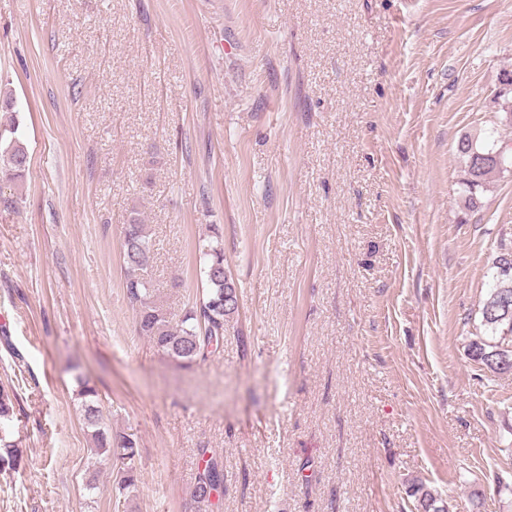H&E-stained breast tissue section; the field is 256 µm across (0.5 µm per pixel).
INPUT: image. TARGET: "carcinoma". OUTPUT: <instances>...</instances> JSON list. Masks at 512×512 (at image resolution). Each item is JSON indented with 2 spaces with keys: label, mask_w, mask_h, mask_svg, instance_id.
<instances>
[{
  "label": "carcinoma",
  "mask_w": 512,
  "mask_h": 512,
  "mask_svg": "<svg viewBox=\"0 0 512 512\" xmlns=\"http://www.w3.org/2000/svg\"><path fill=\"white\" fill-rule=\"evenodd\" d=\"M17 130L14 122L0 128V184L16 182L28 167V151ZM457 153L464 161L462 195L467 208L474 210L479 206L477 191L485 186L489 176L512 169V153L490 135L481 140L467 134L459 139ZM121 255L125 269L123 288L135 312V329L139 335L147 337L158 352L183 366L189 367L219 352L226 326L239 308L237 285L224 269L219 225H209L207 245L202 250L201 294L177 320L153 300V243L135 206L129 209L126 224L122 226ZM504 264L512 266L511 253H503L493 261L492 285L481 308L482 324L491 335L468 344L470 358L494 375L512 371V271L504 272ZM78 396L83 420L92 429L94 451L115 462L117 483L133 493L138 482L137 439L132 434L105 428L97 405V390L89 378H78ZM15 399L14 391L0 387V441L5 448V453H0V472L16 471L23 458L18 444L1 436L3 423L13 418ZM223 494V462L215 455H207L204 448L192 491L195 512H208L213 499ZM408 494L415 498L420 512H448L447 502L421 482L409 486Z\"/></svg>",
  "instance_id": "cac0c4a2"
}]
</instances>
